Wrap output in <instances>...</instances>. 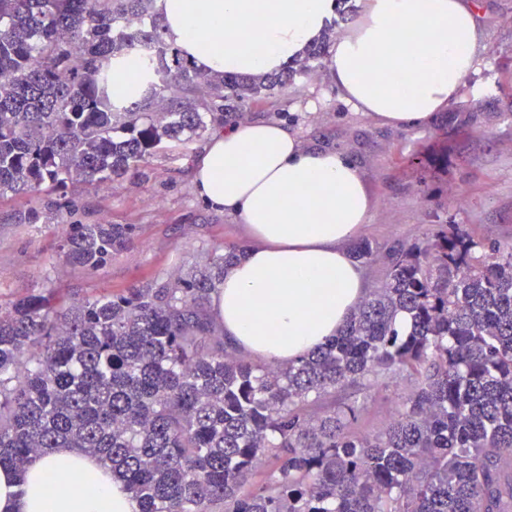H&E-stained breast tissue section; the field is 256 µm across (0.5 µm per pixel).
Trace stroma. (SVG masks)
<instances>
[{"instance_id":"35a3bbf8","label":"stroma","mask_w":512,"mask_h":512,"mask_svg":"<svg viewBox=\"0 0 512 512\" xmlns=\"http://www.w3.org/2000/svg\"><path fill=\"white\" fill-rule=\"evenodd\" d=\"M483 51L462 99L479 101L476 120L458 125L452 109L435 124L452 128L448 155L431 162L419 180L411 160L432 144V126L396 127L343 103L323 62H311L297 87L240 107L235 123L275 121L310 149H341L355 162L372 212L360 236L378 251L421 241L431 225L452 222L478 237L512 241V0H482ZM206 137L159 153L106 186L0 197V302L46 288L76 299L153 286L183 275L208 254L247 244L244 225L212 210L194 193L191 174ZM41 215L30 221L31 211ZM131 224L133 241L97 272L56 256L65 224ZM410 390L406 373L381 378L372 388L336 392L340 405L358 409V431L386 426L397 400Z\"/></svg>"}]
</instances>
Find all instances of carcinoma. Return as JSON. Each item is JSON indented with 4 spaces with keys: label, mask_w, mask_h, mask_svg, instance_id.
I'll list each match as a JSON object with an SVG mask.
<instances>
[{
    "label": "carcinoma",
    "mask_w": 512,
    "mask_h": 512,
    "mask_svg": "<svg viewBox=\"0 0 512 512\" xmlns=\"http://www.w3.org/2000/svg\"><path fill=\"white\" fill-rule=\"evenodd\" d=\"M152 2L0 0V197L108 185L293 85L332 46L328 32L264 77L208 75L166 42ZM127 60L136 95L112 77ZM133 233L69 224L59 258L95 272ZM353 253L382 260L383 282L286 366L240 356L210 314L235 247L154 288L0 304V467L21 476L72 448L142 512H512V243L438 224ZM404 370L412 389L381 432L356 435L353 407L319 404Z\"/></svg>",
    "instance_id": "cac0c4a2"
}]
</instances>
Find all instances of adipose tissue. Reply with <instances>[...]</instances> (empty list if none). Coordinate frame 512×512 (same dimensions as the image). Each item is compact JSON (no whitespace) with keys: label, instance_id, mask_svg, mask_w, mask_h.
I'll list each match as a JSON object with an SVG mask.
<instances>
[{"label":"adipose tissue","instance_id":"1","mask_svg":"<svg viewBox=\"0 0 512 512\" xmlns=\"http://www.w3.org/2000/svg\"><path fill=\"white\" fill-rule=\"evenodd\" d=\"M335 0H154L168 42L203 72L268 74L300 58ZM478 0H365L324 65L357 111L429 124L481 62ZM195 194L248 230L212 314L236 350L285 365L335 336L367 294L349 245L371 218L357 166L309 150L276 122L216 133L193 170ZM0 512H140L111 471L71 448L36 455L24 477L0 467Z\"/></svg>","mask_w":512,"mask_h":512}]
</instances>
